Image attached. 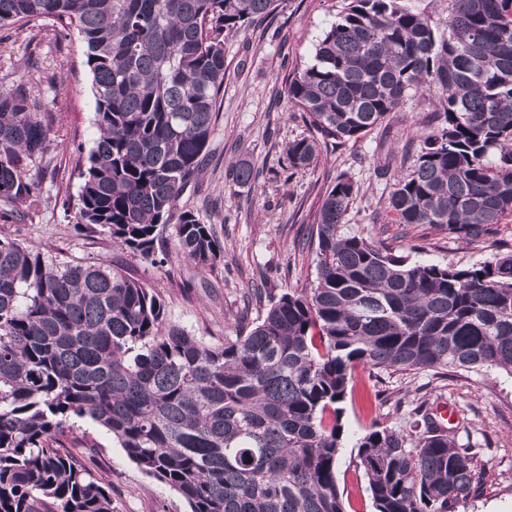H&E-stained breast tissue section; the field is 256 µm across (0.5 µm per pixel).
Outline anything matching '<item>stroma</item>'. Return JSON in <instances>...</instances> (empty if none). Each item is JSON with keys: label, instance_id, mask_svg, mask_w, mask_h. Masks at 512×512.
<instances>
[{"label": "stroma", "instance_id": "stroma-1", "mask_svg": "<svg viewBox=\"0 0 512 512\" xmlns=\"http://www.w3.org/2000/svg\"><path fill=\"white\" fill-rule=\"evenodd\" d=\"M343 5V0H283L262 24L225 38L224 96L216 131L196 183L176 206L215 225L224 240V262L208 272L178 257L169 232L158 244L167 260L154 265L113 246L106 236L75 229L61 200L77 198L82 180L76 160L97 138L83 41L77 30L61 31L50 20L1 30L0 91L24 87L58 116L49 150L33 169L41 203L24 219L26 244L64 261L105 260L123 269L162 296L172 322L210 344L222 343L236 325L263 314L265 302H245L248 289L278 295L310 287L315 265L301 243L327 187L337 175L351 177L359 193L345 228L351 233L375 228L372 221L382 214L403 170L388 167L382 179L376 172L388 156L405 152L439 97L437 91L425 92L416 98L414 111L398 113L389 128L321 149L309 168L289 170L284 145L313 130L302 113L289 111L285 80L310 63L317 37ZM243 164L257 172L255 181L236 183L234 174ZM378 228L380 239L413 262L469 267L512 251V216L474 244L427 225ZM419 406L436 418L452 410L448 430L459 443L477 447L483 486L457 512H512V375L498 369L376 373L363 366L356 369L342 403L344 435L336 476L346 512H375L357 439L375 424L404 427L409 412ZM66 445L109 490L112 512H189L179 493L147 475L106 429L89 419H75Z\"/></svg>", "mask_w": 512, "mask_h": 512}]
</instances>
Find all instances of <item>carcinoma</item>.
<instances>
[{
	"label": "carcinoma",
	"instance_id": "cac0c4a2",
	"mask_svg": "<svg viewBox=\"0 0 512 512\" xmlns=\"http://www.w3.org/2000/svg\"><path fill=\"white\" fill-rule=\"evenodd\" d=\"M280 0H0V29L53 19L86 47L99 137L80 170L76 224L144 259L169 227L214 135L224 38ZM440 30L401 0H349L288 82L320 138L288 142L309 167L319 139H359L420 91L442 98L386 216L475 241L512 215V0H448ZM55 115L0 91V223L39 203L31 174ZM359 187L337 176L309 249L316 280L210 345L107 262H57L0 236V512H112L60 436L89 417L190 512H345L339 404L356 365L496 368L512 375V252L468 268L410 262L344 231ZM178 254L224 262L214 225L183 211ZM377 512H456L483 479L473 448L429 413L356 442Z\"/></svg>",
	"mask_w": 512,
	"mask_h": 512
}]
</instances>
